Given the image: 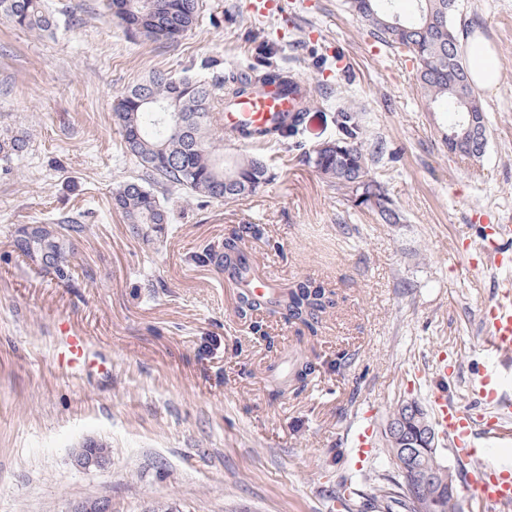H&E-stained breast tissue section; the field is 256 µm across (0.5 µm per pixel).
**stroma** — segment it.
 Returning a JSON list of instances; mask_svg holds the SVG:
<instances>
[{"label":"stroma","mask_w":512,"mask_h":512,"mask_svg":"<svg viewBox=\"0 0 512 512\" xmlns=\"http://www.w3.org/2000/svg\"><path fill=\"white\" fill-rule=\"evenodd\" d=\"M249 0H203L202 19L160 46L108 22L100 0H47L51 34L0 17V133L26 151L0 162V512H72L108 499L112 512H377L400 481L385 438L396 406L431 408L434 388L465 404L484 365L480 307L497 275L465 269L458 246L480 224L512 222V0H461L460 35L480 34L503 77L482 91L484 158L449 153L447 115L429 109L416 64L383 45L346 0H288L287 17L255 18ZM304 78L318 110L293 136L225 143L224 161L263 155L270 179L224 204L165 194L171 222L157 240L133 233L112 207L140 177L122 150L113 102L150 71L228 76L259 61ZM355 113L370 172L403 214L381 223L303 159ZM76 218L79 232L65 218ZM48 224L75 264L58 280L14 246L17 229ZM235 224H260L244 247L279 286L312 280L336 305L316 332L268 311L239 316L238 290L192 256ZM85 336L106 367L58 366L63 336ZM459 371L440 380V351ZM319 370L305 389L277 393L298 358ZM373 447L353 459L363 413ZM107 446L106 468H84L86 442Z\"/></svg>","instance_id":"35a3bbf8"}]
</instances>
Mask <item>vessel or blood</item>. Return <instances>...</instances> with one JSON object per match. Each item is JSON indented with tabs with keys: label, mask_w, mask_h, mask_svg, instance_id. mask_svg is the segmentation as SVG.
<instances>
[{
	"label": "vessel or blood",
	"mask_w": 512,
	"mask_h": 512,
	"mask_svg": "<svg viewBox=\"0 0 512 512\" xmlns=\"http://www.w3.org/2000/svg\"><path fill=\"white\" fill-rule=\"evenodd\" d=\"M309 96V85L297 80L293 91L285 93L267 88L239 100L237 108L225 110V128H264L294 113L298 103ZM464 263L471 269L495 267L500 277L497 292L482 306V321L488 339L485 344L488 366L476 372L471 388L484 406L474 412L469 406L448 400L444 391L432 394L436 426L448 438L460 457L475 461L468 488L474 499L486 508L512 503V471L494 462V450L512 441V401L503 395L505 377L495 360L512 355V224H485L480 241L465 246ZM58 365L80 374L92 367L93 358L86 340L80 335L67 336L56 351Z\"/></svg>",
	"instance_id": "obj_1"
}]
</instances>
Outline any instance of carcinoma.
Returning a JSON list of instances; mask_svg holds the SVG:
<instances>
[{"label": "carcinoma", "mask_w": 512, "mask_h": 512, "mask_svg": "<svg viewBox=\"0 0 512 512\" xmlns=\"http://www.w3.org/2000/svg\"><path fill=\"white\" fill-rule=\"evenodd\" d=\"M147 0H103L104 15L117 21L134 37L164 45L174 43L194 30L198 24L202 0H152L154 11L145 7ZM348 8L373 31L380 41L395 50L404 49L418 65L416 81L422 97L433 106L451 113L448 128L472 123L488 137L487 117L480 92L475 86L466 59L460 52L456 14L459 0H412L411 13L401 15L392 0H347ZM0 17L23 30L54 33L59 18L49 10L45 0H0ZM273 43L260 46L265 59L260 68L232 77L224 94L229 108L250 91L267 87L286 88L294 76L273 66L269 59L277 55ZM213 87L205 76L185 75L173 78L155 71L127 88L117 97L114 116L123 136L122 148L142 168L139 178L122 185L112 196L113 208L121 213L132 229L141 224H155L158 230L171 223V214L155 187L165 191H184L226 204L243 201L268 181V166L259 155L246 156L226 167L215 157L212 133ZM315 107L311 100L300 104L290 125L273 128L243 129L240 135L253 139L269 135H292L304 126ZM363 131L352 112L340 113L339 134L319 149L304 153L327 182L359 196L356 203L372 207L376 198L378 214L386 224H398L401 214L380 182L370 176L367 153L362 144ZM27 147L23 135H0V161L21 155ZM259 238L264 229L257 224L231 226L224 233L218 249L205 247L193 260L211 262L226 269L250 272L255 268L246 252L244 236ZM15 247L26 257L56 278L64 280L71 269L70 244L54 233L47 224H26L18 230ZM336 305L334 293L310 280L298 281L288 289L265 297L243 287L240 293L241 316L249 311L266 309L280 313L287 320L315 329L319 317ZM317 371L305 358L294 371L293 381L304 386ZM426 430L418 422L409 425L407 435L417 440L412 470L408 480L396 490L386 491L383 498L409 509L405 488L417 487V478L431 472L440 463L437 452L421 445ZM422 512H461L456 478L448 473V482L417 494Z\"/></svg>", "instance_id": "1"}]
</instances>
